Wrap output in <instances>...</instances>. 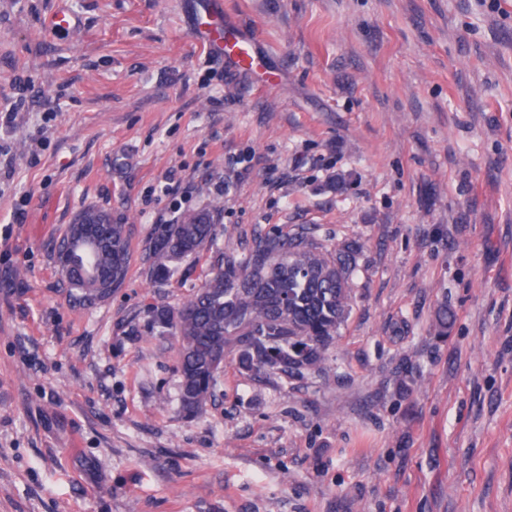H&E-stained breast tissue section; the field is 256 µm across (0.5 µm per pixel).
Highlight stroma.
I'll return each mask as SVG.
<instances>
[{"instance_id":"1","label":"stroma","mask_w":512,"mask_h":512,"mask_svg":"<svg viewBox=\"0 0 512 512\" xmlns=\"http://www.w3.org/2000/svg\"><path fill=\"white\" fill-rule=\"evenodd\" d=\"M198 3L0 0L26 100L0 124V512H512V0H224L246 71L210 63ZM88 207L130 262L76 311L56 253ZM188 210L216 238L160 279L152 230ZM272 229L362 246L333 365L226 362L185 418L149 311Z\"/></svg>"}]
</instances>
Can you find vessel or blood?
Masks as SVG:
<instances>
[{
	"label": "vessel or blood",
	"instance_id": "obj_1",
	"mask_svg": "<svg viewBox=\"0 0 512 512\" xmlns=\"http://www.w3.org/2000/svg\"><path fill=\"white\" fill-rule=\"evenodd\" d=\"M198 37L220 55L234 58L242 66L252 64L250 39L226 24L223 0H206L201 13L194 19Z\"/></svg>",
	"mask_w": 512,
	"mask_h": 512
}]
</instances>
